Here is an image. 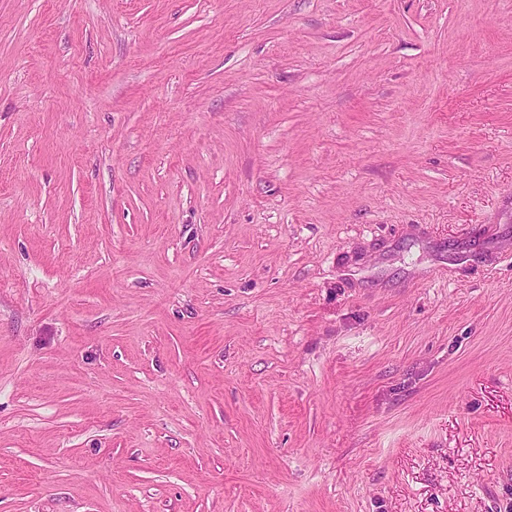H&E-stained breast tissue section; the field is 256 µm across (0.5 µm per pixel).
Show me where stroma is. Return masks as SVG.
<instances>
[{
	"label": "stroma",
	"instance_id": "35a3bbf8",
	"mask_svg": "<svg viewBox=\"0 0 512 512\" xmlns=\"http://www.w3.org/2000/svg\"><path fill=\"white\" fill-rule=\"evenodd\" d=\"M0 512H512V0H0Z\"/></svg>",
	"mask_w": 512,
	"mask_h": 512
}]
</instances>
